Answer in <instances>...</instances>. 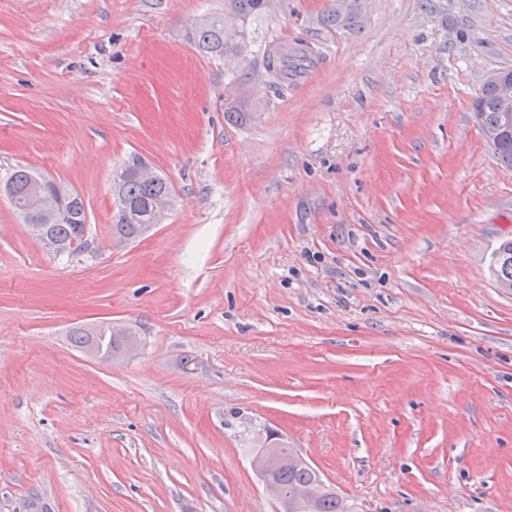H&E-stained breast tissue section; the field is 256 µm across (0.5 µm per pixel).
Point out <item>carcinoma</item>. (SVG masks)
Wrapping results in <instances>:
<instances>
[{
  "label": "carcinoma",
  "instance_id": "1",
  "mask_svg": "<svg viewBox=\"0 0 512 512\" xmlns=\"http://www.w3.org/2000/svg\"><path fill=\"white\" fill-rule=\"evenodd\" d=\"M268 0H226L224 12L207 16L201 20L184 25L187 41L203 55L212 58H240L248 54L253 42L251 24L268 12ZM232 21L243 26L244 35L231 39L226 34V27ZM300 51H288L283 47L282 53L272 62V77L278 81L288 79L291 63L299 58ZM480 97L483 100L482 121L485 126L493 127L499 122V109L491 89L482 86ZM496 159L512 168V134L507 139L492 145ZM139 161L125 163L115 174L116 211L112 216V233L123 240H133L141 236L144 226L156 223V209L172 202V185L163 175L146 178L136 171ZM33 172L27 169L15 170L6 183L8 198L15 210L22 213L30 204L29 185ZM85 229L83 224H52L40 237L45 245L58 255H71L69 247L72 240L80 237ZM493 275L512 280V239L504 240L496 249L491 263ZM110 328L100 327L89 334L82 329L72 332L73 342L80 348H86L96 342L103 351L117 352L123 345L110 340ZM270 480L279 491L288 494V501H293L320 481V476L312 467L304 464L290 465L270 473ZM288 512H349L341 496L330 490L315 500L311 509L300 506Z\"/></svg>",
  "mask_w": 512,
  "mask_h": 512
}]
</instances>
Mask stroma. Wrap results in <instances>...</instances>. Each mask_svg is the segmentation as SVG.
<instances>
[{"mask_svg":"<svg viewBox=\"0 0 512 512\" xmlns=\"http://www.w3.org/2000/svg\"><path fill=\"white\" fill-rule=\"evenodd\" d=\"M223 9L0 0V182L49 176L89 224L54 255L0 193V512H280L263 429L354 512H512V169L473 112L512 0H273L256 42L312 49L282 91L184 40ZM134 156L174 202L122 241ZM113 324L138 349L70 341ZM491 270L494 276L509 278L512 280V239L504 240L496 249L491 263ZM497 279L498 288L512 293V281ZM108 327L109 326H102L93 334H89L82 329L74 330L71 334V336H73L72 340L76 346L83 349H85L92 342V340H94L98 347L103 349L104 352H108L112 349V353H114L125 348L122 344L118 343L113 338L112 343L110 342L109 336L112 334L114 338H128L133 346H137L138 339L136 336H126L129 335L128 329L113 328L110 331V328ZM98 347L91 343L87 348L86 353L94 358L112 360V357H114L112 356V353L104 354L103 351Z\"/></svg>","mask_w":512,"mask_h":512,"instance_id":"stroma-1","label":"stroma"}]
</instances>
